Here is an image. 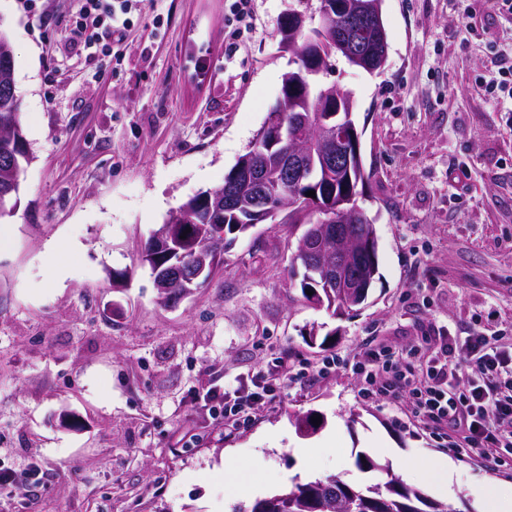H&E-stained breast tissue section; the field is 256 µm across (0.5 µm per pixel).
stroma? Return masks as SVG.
<instances>
[{
  "label": "stroma",
  "instance_id": "obj_1",
  "mask_svg": "<svg viewBox=\"0 0 512 512\" xmlns=\"http://www.w3.org/2000/svg\"><path fill=\"white\" fill-rule=\"evenodd\" d=\"M319 5L253 0L239 34L229 0H142L114 66L0 0L30 153L0 218V465L23 480L34 462L41 477L30 498L0 497V512H232L234 477L262 498L326 474L388 481L360 471V453L393 468L452 462L451 512H478L487 483L512 485V455L488 472L408 404L364 397L353 371L382 342L512 331V114L479 90L512 30L491 0H382L384 69L337 55L322 77L351 94L360 136L378 262L363 305L336 316L302 297L301 224L240 234L175 301L141 261L169 215L253 148L295 68L283 22L317 25ZM328 357L337 367L288 381L235 428L195 401ZM301 447L318 448L312 466Z\"/></svg>",
  "mask_w": 512,
  "mask_h": 512
}]
</instances>
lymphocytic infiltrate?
I'll list each match as a JSON object with an SVG mask.
<instances>
[{
	"mask_svg": "<svg viewBox=\"0 0 512 512\" xmlns=\"http://www.w3.org/2000/svg\"><path fill=\"white\" fill-rule=\"evenodd\" d=\"M77 2V10L64 19L67 46L90 60L111 56L124 39L133 0ZM353 371L363 377L367 392L410 400L420 424L444 431L460 455L482 459L491 471H498L512 451V347L501 348L476 332L458 347L441 343L429 356L385 346L369 352ZM291 375L284 367L258 390L227 385L208 390L203 401L216 418L235 427Z\"/></svg>",
	"mask_w": 512,
	"mask_h": 512,
	"instance_id": "1",
	"label": "lymphocytic infiltrate"
}]
</instances>
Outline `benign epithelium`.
<instances>
[{
  "mask_svg": "<svg viewBox=\"0 0 512 512\" xmlns=\"http://www.w3.org/2000/svg\"><path fill=\"white\" fill-rule=\"evenodd\" d=\"M381 0H323L319 10L320 27L326 20L338 22L335 28L336 46L353 66L369 71L380 69L386 63L385 34L381 23ZM366 26L372 34L367 47L356 44L347 31ZM353 101L348 93L338 90L326 107L330 112L322 122L309 125L305 122H292L291 133L283 134L284 125L280 115L275 113L268 122L266 141L282 143L279 164L275 177H270V165L265 149L256 147L251 156L234 172L231 181L224 188V195L209 193L206 199H224V205L234 206L239 197L248 192L253 197V206L261 214H272L288 201L283 188L298 183L297 171L307 157H319L322 168L328 174H338L350 170L360 162L359 138L356 127L351 122ZM351 200L340 197L325 201L317 197L307 198L309 208L325 215L318 224L308 225L301 236L303 256L306 262L320 273V284L324 288H335L352 298H362L365 294L367 271L361 263L363 242H373L375 235L370 233L356 237L347 226L354 210ZM189 224H166L155 233V251L163 256L171 253L174 244L183 245L193 240L187 233ZM214 262L207 253H199L191 261L180 260L168 264L156 258L151 267L154 285L164 297H183L190 293L213 268Z\"/></svg>",
  "mask_w": 512,
  "mask_h": 512,
  "instance_id": "obj_1",
  "label": "benign epithelium"
}]
</instances>
